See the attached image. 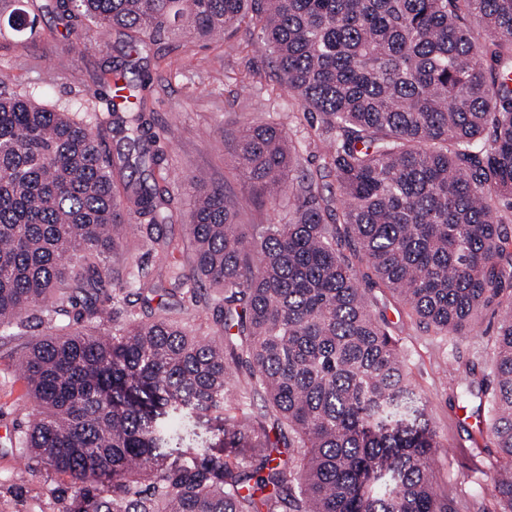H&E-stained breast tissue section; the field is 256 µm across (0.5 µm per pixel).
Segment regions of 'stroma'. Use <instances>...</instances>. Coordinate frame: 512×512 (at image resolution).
<instances>
[{"label":"stroma","instance_id":"1","mask_svg":"<svg viewBox=\"0 0 512 512\" xmlns=\"http://www.w3.org/2000/svg\"><path fill=\"white\" fill-rule=\"evenodd\" d=\"M19 9L37 13L35 31L11 29V14ZM74 24L78 34L71 37L53 15L38 13L35 0H0V74L7 77L8 92H28L42 104L89 119L103 117L106 106L94 96L93 79L109 68L123 70L128 51L115 36L108 46L95 47L81 37L87 22L78 18ZM137 69L145 85L151 131L166 157L165 174L180 213L178 222L165 228L171 261L178 268L191 269L186 194L191 178L223 186L239 204L240 223L288 220L292 200L284 196L273 206L262 202L231 165L246 126L281 120L299 150L296 175L312 174L325 197L339 199L334 172L322 167L318 122L286 91L258 30L244 26L221 41L177 31L141 52ZM370 294L383 305L410 377L428 400L429 417L441 442L434 462L438 493L449 496L452 512H491L493 478L504 460L488 439H475L473 428L458 421L461 402L453 391L448 365L460 356L474 362L478 375L491 377L497 316L484 312L471 335L446 336L420 323L382 286H372ZM51 331V325L33 321L15 337L0 341V512H36L42 498L44 474L36 464L28 468L22 491L11 488V473L25 465L10 437L32 412L21 402L19 359L29 340Z\"/></svg>","mask_w":512,"mask_h":512}]
</instances>
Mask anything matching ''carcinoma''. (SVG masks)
I'll return each mask as SVG.
<instances>
[{"mask_svg": "<svg viewBox=\"0 0 512 512\" xmlns=\"http://www.w3.org/2000/svg\"><path fill=\"white\" fill-rule=\"evenodd\" d=\"M140 53L167 33L259 29L301 110L319 117L332 207L293 177L284 124L247 127L231 162L284 224L251 232L218 187L189 182L190 273L161 226L177 217L156 170L145 100L108 103L96 126L30 93H0V329L30 319L64 333L29 342L18 373L36 406L10 438L45 471L39 512H448L433 487L440 448L428 401L359 280H377L439 332L468 334L495 307V386L450 373L488 413L510 466L493 512H512V0H53ZM127 151L107 154L102 130ZM127 172L123 193L112 173ZM139 232L170 293L127 272L100 301L107 257ZM134 294L142 306L127 303ZM212 316L221 336L197 320ZM244 391L262 419L230 421ZM210 416L214 438L197 442ZM250 381L249 370L245 367L238 370L229 395L224 402V416L234 420H252L261 413V402L242 398L243 389Z\"/></svg>", "mask_w": 512, "mask_h": 512, "instance_id": "cac0c4a2", "label": "carcinoma"}]
</instances>
